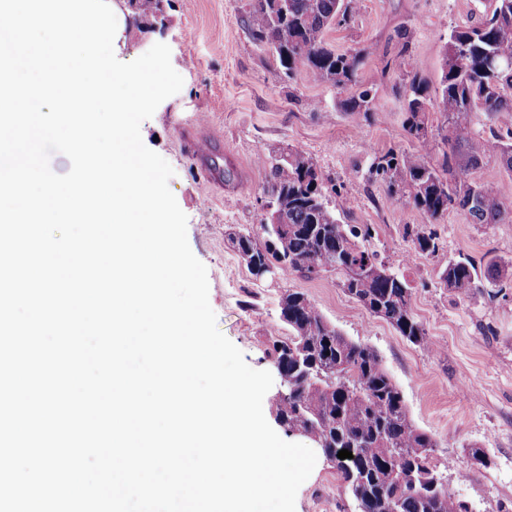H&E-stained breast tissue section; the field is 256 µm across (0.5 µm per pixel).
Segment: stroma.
Returning a JSON list of instances; mask_svg holds the SVG:
<instances>
[{
	"mask_svg": "<svg viewBox=\"0 0 512 512\" xmlns=\"http://www.w3.org/2000/svg\"><path fill=\"white\" fill-rule=\"evenodd\" d=\"M248 3L171 0L167 30L160 33L130 25L123 0H112L122 29L116 57L130 62L164 43L183 78L180 92L142 123L141 136L174 171L169 188L187 216L190 248L207 268L220 331L250 367L274 371V344L288 337L280 296L305 293L345 336L377 351L414 423L436 439L434 464L472 512H512V224H473L456 211L430 224L411 206L392 203L369 172L373 154L418 147L402 127L403 86L383 71L397 30L407 28L414 69L437 87L450 31L482 15L484 0H362L354 22L328 31L337 51L366 54L360 80L375 93V110L366 120L341 109L346 91L312 81L302 68L285 74L245 27ZM201 118L206 134L222 142L226 177L220 191L200 179L196 161L181 146L184 129ZM278 148L313 159L333 191L329 202L340 223L370 227L367 245L409 282L429 345L409 342L370 315L345 295L335 273L252 278L226 234L261 223L266 170L260 157ZM416 232L435 233L433 255L415 253ZM459 257L478 263L495 258L504 272L500 286L459 299L440 280L448 261ZM473 446L491 459L481 477L468 455ZM296 512H354L333 463L317 458L314 476L297 492Z\"/></svg>",
	"mask_w": 512,
	"mask_h": 512,
	"instance_id": "35a3bbf8",
	"label": "stroma"
}]
</instances>
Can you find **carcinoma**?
<instances>
[{
  "mask_svg": "<svg viewBox=\"0 0 512 512\" xmlns=\"http://www.w3.org/2000/svg\"><path fill=\"white\" fill-rule=\"evenodd\" d=\"M127 8L136 27H163L161 0H127ZM360 9L361 0H286L284 11L274 0H250L245 25L282 69L291 74L303 68L317 82L350 91L342 108L366 118L374 111V96L359 81L365 54L340 53L326 39L331 26L349 24ZM409 59L404 29L383 70L404 81L403 126L419 150L376 155L372 173L390 199L431 222L452 208L473 224H511L512 202L474 174L489 159L512 173V0H490L486 14L450 32L435 91L410 69ZM432 110L444 113L448 124L443 137L448 150L437 160L428 119ZM481 117L488 124L485 133L475 129ZM261 162L267 171L264 196L284 223L259 225L264 242L255 233L228 234L244 264L279 263L283 273L334 272L343 291L369 314L408 341L431 346L413 311L407 280L365 247L370 229L339 222L312 158L289 150L264 154ZM413 242L420 256L437 250L431 234L417 233ZM499 277L493 258L481 272L467 257L448 262L441 272L446 287L461 299L497 285ZM279 307L289 336L274 344L275 364L288 375V396L273 401L275 417L334 457L356 512H471L432 464L437 443L416 426L375 350L344 336L302 292L282 293ZM342 449L353 458H338Z\"/></svg>",
  "mask_w": 512,
  "mask_h": 512,
  "instance_id": "1",
  "label": "carcinoma"
}]
</instances>
